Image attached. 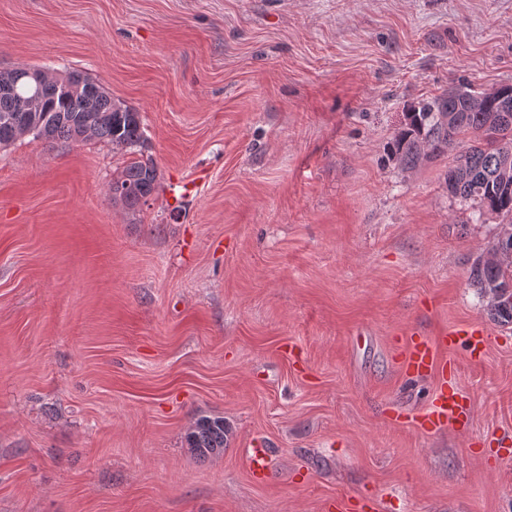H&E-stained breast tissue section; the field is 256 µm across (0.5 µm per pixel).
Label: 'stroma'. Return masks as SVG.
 <instances>
[{
  "label": "stroma",
  "mask_w": 512,
  "mask_h": 512,
  "mask_svg": "<svg viewBox=\"0 0 512 512\" xmlns=\"http://www.w3.org/2000/svg\"><path fill=\"white\" fill-rule=\"evenodd\" d=\"M19 66L83 71L145 144L0 149V512H512V324L468 279L499 219L455 152L387 158L408 106L512 82V0H0ZM470 325L471 411L422 431L438 375L401 361ZM158 181V169L152 162L131 161L120 175L113 178L110 188L112 198L134 208L148 201L157 190ZM189 447L200 457L207 458L224 450L226 441L224 420L203 417L196 421L188 434Z\"/></svg>",
  "instance_id": "stroma-1"
}]
</instances>
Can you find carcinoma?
Here are the masks:
<instances>
[{"label": "carcinoma", "mask_w": 512, "mask_h": 512, "mask_svg": "<svg viewBox=\"0 0 512 512\" xmlns=\"http://www.w3.org/2000/svg\"><path fill=\"white\" fill-rule=\"evenodd\" d=\"M37 69L18 67L0 72V149L24 135L25 113L17 111L21 100L39 99L40 110L31 113L41 122L37 137L51 143L102 140L116 147L133 150L143 147L140 113L112 96L104 87L78 70L72 76L84 77L92 88L88 100L64 98L54 85L55 78L33 83L30 74ZM512 85L492 92H479L472 86L456 88L419 104L395 136L391 156L405 170L457 150L455 164L448 168V192L478 210V215L501 218L498 232L486 252L470 268L469 279L487 302L489 314L498 322L512 323V305L496 298L512 296ZM472 138H467V135ZM159 173L150 161H132L116 178L110 191L113 199L129 208L146 203L157 190ZM224 420L203 417L188 434L189 447L207 458L224 450Z\"/></svg>", "instance_id": "carcinoma-1"}]
</instances>
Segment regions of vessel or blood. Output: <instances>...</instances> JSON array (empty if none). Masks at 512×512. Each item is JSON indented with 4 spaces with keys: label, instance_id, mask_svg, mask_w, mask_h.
I'll return each mask as SVG.
<instances>
[{
    "label": "vessel or blood",
    "instance_id": "1",
    "mask_svg": "<svg viewBox=\"0 0 512 512\" xmlns=\"http://www.w3.org/2000/svg\"><path fill=\"white\" fill-rule=\"evenodd\" d=\"M466 336L472 353H480L484 344L482 331L470 330L467 333L451 331L442 334L438 342L426 339H413L406 360V370L410 373L425 374L438 371L439 383L422 416L426 429L435 430L448 422L461 419L470 412V407L460 395L454 381L448 378V368L440 357V347L454 344L459 336Z\"/></svg>",
    "mask_w": 512,
    "mask_h": 512
}]
</instances>
